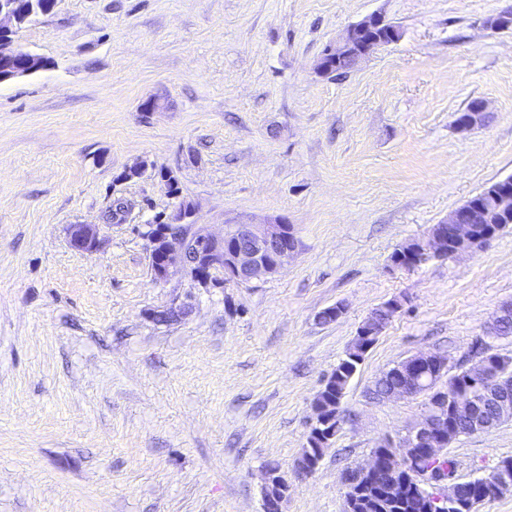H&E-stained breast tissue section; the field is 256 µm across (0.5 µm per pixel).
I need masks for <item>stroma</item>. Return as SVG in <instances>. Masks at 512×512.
<instances>
[{"label":"stroma","instance_id":"obj_1","mask_svg":"<svg viewBox=\"0 0 512 512\" xmlns=\"http://www.w3.org/2000/svg\"><path fill=\"white\" fill-rule=\"evenodd\" d=\"M512 0H55L17 46L51 67L0 83V512H345L341 472L422 415L368 387L421 352L448 374L512 303V228L477 255L397 269L399 245L512 176ZM377 14L398 41L338 77L315 65ZM475 100L486 121L459 132ZM141 175L130 176L135 166ZM179 192L171 194L168 180ZM123 221L108 223L115 199ZM222 234L282 219L300 240L244 286L151 274L150 225L180 201ZM75 224L96 250L70 247ZM403 310L351 380L316 471L312 402L368 314ZM186 304L181 319L157 312ZM344 312L317 322L327 307ZM455 480L512 457V420L446 450ZM70 246L78 251L95 250L99 244L96 225L75 224L68 230ZM288 497V481L280 470L265 469V486L263 488L262 511L284 512Z\"/></svg>","mask_w":512,"mask_h":512}]
</instances>
